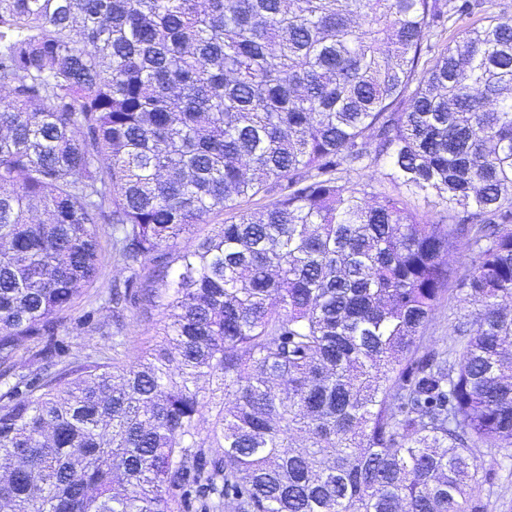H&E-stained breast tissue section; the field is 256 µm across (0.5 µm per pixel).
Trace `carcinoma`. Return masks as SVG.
I'll return each instance as SVG.
<instances>
[{"label": "carcinoma", "instance_id": "cac0c4a2", "mask_svg": "<svg viewBox=\"0 0 512 512\" xmlns=\"http://www.w3.org/2000/svg\"><path fill=\"white\" fill-rule=\"evenodd\" d=\"M481 5L0 0V508L172 512L195 485L229 512H486L476 451L512 457V15ZM373 154L448 223L349 178ZM100 224L112 313L171 312L161 340L16 371L29 342L55 358ZM445 298L477 312L429 342Z\"/></svg>", "mask_w": 512, "mask_h": 512}]
</instances>
